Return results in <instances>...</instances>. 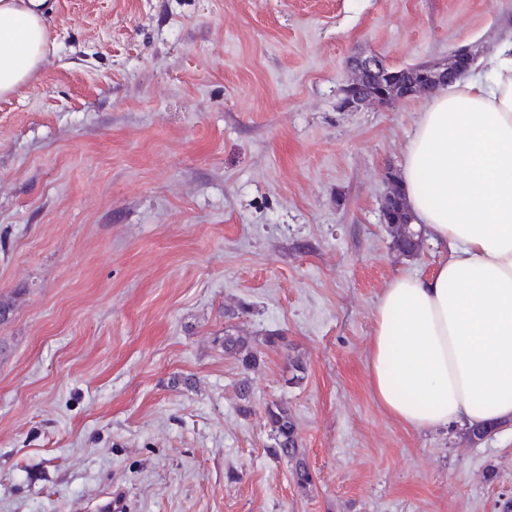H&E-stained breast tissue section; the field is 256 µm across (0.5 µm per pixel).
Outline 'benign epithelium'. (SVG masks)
Returning <instances> with one entry per match:
<instances>
[{"label":"benign epithelium","instance_id":"7a95c632","mask_svg":"<svg viewBox=\"0 0 512 512\" xmlns=\"http://www.w3.org/2000/svg\"><path fill=\"white\" fill-rule=\"evenodd\" d=\"M472 62L470 52L461 49L452 54L445 63L421 68L418 77L404 83L399 81L394 84H376L373 76L385 63L379 57L372 56L357 66L356 78L343 86L341 104L345 108H358L372 102L386 103L395 99L411 98L420 92L434 90L453 82L470 69ZM382 219L395 240L407 241V247L401 253L414 256L419 252L420 240L410 231V216L395 187L385 198Z\"/></svg>","mask_w":512,"mask_h":512}]
</instances>
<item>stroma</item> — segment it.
<instances>
[{"label": "stroma", "instance_id": "obj_1", "mask_svg": "<svg viewBox=\"0 0 512 512\" xmlns=\"http://www.w3.org/2000/svg\"><path fill=\"white\" fill-rule=\"evenodd\" d=\"M47 5L46 58L0 98V512H503L511 422L415 430L370 384L384 289L443 254L381 216L429 96L338 100L369 55L484 70L512 0ZM274 401L309 488L269 453ZM224 352L232 355L244 371L257 365L260 351L246 338L224 333Z\"/></svg>", "mask_w": 512, "mask_h": 512}]
</instances>
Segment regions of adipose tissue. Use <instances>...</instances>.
I'll list each match as a JSON object with an SVG mask.
<instances>
[{
  "instance_id": "1",
  "label": "adipose tissue",
  "mask_w": 512,
  "mask_h": 512,
  "mask_svg": "<svg viewBox=\"0 0 512 512\" xmlns=\"http://www.w3.org/2000/svg\"><path fill=\"white\" fill-rule=\"evenodd\" d=\"M44 0H0V97L50 46ZM401 185L444 255L385 288L368 356L377 401L407 427L512 421V40L486 73L439 87L410 137Z\"/></svg>"
}]
</instances>
